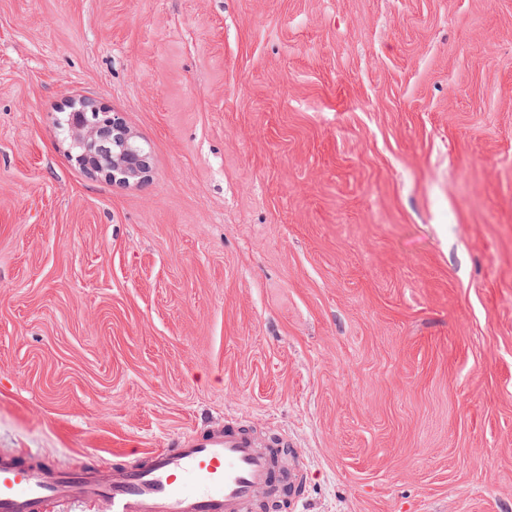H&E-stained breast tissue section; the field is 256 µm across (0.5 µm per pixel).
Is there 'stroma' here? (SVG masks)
Listing matches in <instances>:
<instances>
[{
    "label": "stroma",
    "instance_id": "35a3bbf8",
    "mask_svg": "<svg viewBox=\"0 0 512 512\" xmlns=\"http://www.w3.org/2000/svg\"><path fill=\"white\" fill-rule=\"evenodd\" d=\"M224 419L305 512H512V0H0V452ZM96 112H101V114L105 117L104 125L96 126V129L90 130L84 139V142H88L90 145H94L97 141H101L106 134L112 129V134H114L113 140L116 137L121 138L122 140V154L114 155L112 158V165L108 166L107 169L112 168V174H108L109 177H112V180L116 179H127L131 177H135L139 175L144 168V165L138 169H131L128 164L123 161V153L125 152H139L138 148L134 146L133 142L135 139L127 130L125 125L122 122V119L117 113H110L106 111L104 108L95 109ZM99 135L98 139H95L96 136Z\"/></svg>",
    "mask_w": 512,
    "mask_h": 512
}]
</instances>
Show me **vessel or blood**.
I'll return each instance as SVG.
<instances>
[{
  "label": "vessel or blood",
  "instance_id": "vessel-or-blood-1",
  "mask_svg": "<svg viewBox=\"0 0 512 512\" xmlns=\"http://www.w3.org/2000/svg\"><path fill=\"white\" fill-rule=\"evenodd\" d=\"M282 447L227 420L132 462L93 461L66 475L47 456L1 453L0 512H271L278 499L301 512L302 479L282 480Z\"/></svg>",
  "mask_w": 512,
  "mask_h": 512
}]
</instances>
